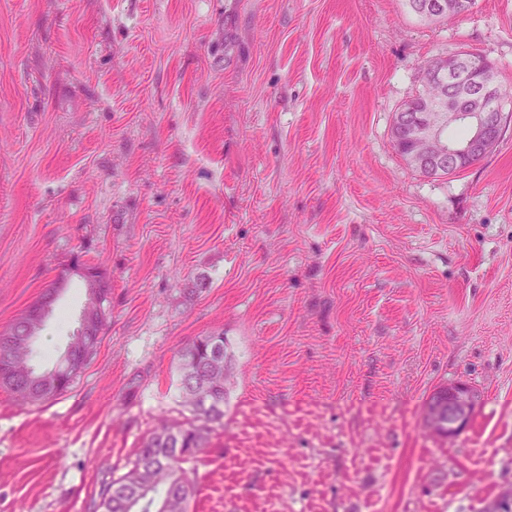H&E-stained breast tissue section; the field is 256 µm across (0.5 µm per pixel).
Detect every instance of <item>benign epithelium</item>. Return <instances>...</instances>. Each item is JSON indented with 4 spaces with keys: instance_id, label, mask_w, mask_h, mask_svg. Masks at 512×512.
I'll use <instances>...</instances> for the list:
<instances>
[{
    "instance_id": "obj_1",
    "label": "benign epithelium",
    "mask_w": 512,
    "mask_h": 512,
    "mask_svg": "<svg viewBox=\"0 0 512 512\" xmlns=\"http://www.w3.org/2000/svg\"><path fill=\"white\" fill-rule=\"evenodd\" d=\"M476 0H410L409 6L424 17L444 15L454 18L475 8ZM433 84L443 88L436 106L420 114L414 108L397 113L391 136L395 142L408 141L411 151L407 163L426 176L446 170L450 173L464 162L473 164L491 153L500 142L506 123L512 114L501 104L512 101V87L492 75L483 56L471 50H462L448 57H434L424 66L418 97L426 98L425 91ZM83 280L87 301L80 316V326L74 340L81 342L79 353L68 345L59 372H70L83 363L85 353L97 347L100 331L95 316L102 314L96 291L100 285V271L78 261L71 262L57 281L26 311L22 335H39L59 296V290L69 277ZM478 398L465 384L448 386L427 399L422 406V420L433 437L452 442L469 424Z\"/></svg>"
}]
</instances>
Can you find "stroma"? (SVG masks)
Listing matches in <instances>:
<instances>
[{
    "label": "stroma",
    "instance_id": "stroma-1",
    "mask_svg": "<svg viewBox=\"0 0 512 512\" xmlns=\"http://www.w3.org/2000/svg\"><path fill=\"white\" fill-rule=\"evenodd\" d=\"M467 48L512 84V0H0V332L72 262L110 282L63 395L0 387V512H100L178 353L223 335L191 512H489L512 494V126L425 177L391 126ZM70 278L35 342L64 352ZM479 399L452 443L421 407ZM407 1L409 0H405V2ZM476 2L475 0H439L436 2L412 0L409 1L408 9L412 7L415 11L422 14L425 19L429 17L436 18L439 15L454 18L472 11L475 8Z\"/></svg>",
    "mask_w": 512,
    "mask_h": 512
}]
</instances>
